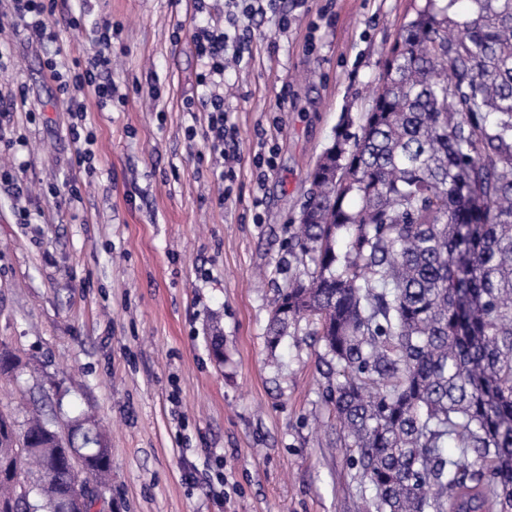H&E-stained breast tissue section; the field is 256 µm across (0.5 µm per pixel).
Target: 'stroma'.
<instances>
[{"label":"stroma","mask_w":512,"mask_h":512,"mask_svg":"<svg viewBox=\"0 0 512 512\" xmlns=\"http://www.w3.org/2000/svg\"><path fill=\"white\" fill-rule=\"evenodd\" d=\"M224 3L57 0L55 43L0 33V98L22 87L31 108L0 121V343L20 363L0 377V414L40 408L62 435L94 416L112 459L101 512H357L372 491L339 439L323 346L303 320L272 352L267 328L297 272L288 241L309 173L343 116L366 111L425 0H282L251 20L248 52L224 71L239 154L228 189L215 159L198 161L187 129L202 115L186 107L203 92L192 25L223 23ZM104 16L119 95L87 113L95 144L78 167L44 63L54 45L67 67L92 53ZM261 139L275 150L263 178ZM69 180L79 193L57 207L49 188Z\"/></svg>","instance_id":"obj_1"}]
</instances>
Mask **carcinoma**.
<instances>
[{"label": "carcinoma", "mask_w": 512, "mask_h": 512, "mask_svg": "<svg viewBox=\"0 0 512 512\" xmlns=\"http://www.w3.org/2000/svg\"><path fill=\"white\" fill-rule=\"evenodd\" d=\"M426 0L344 118L291 238L267 346L317 325L362 512H512V0ZM0 416V512H65L83 473L111 490L89 417L71 436Z\"/></svg>", "instance_id": "cac0c4a2"}]
</instances>
